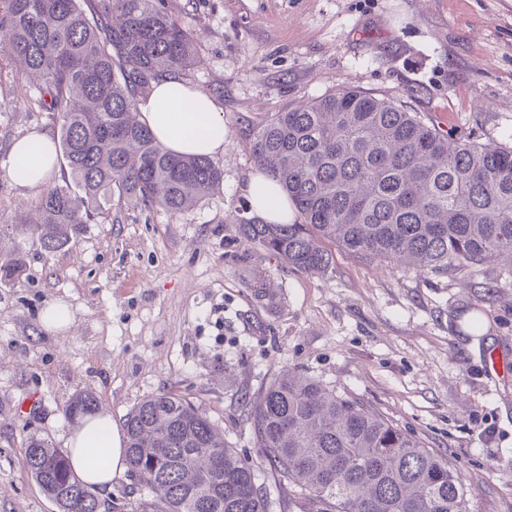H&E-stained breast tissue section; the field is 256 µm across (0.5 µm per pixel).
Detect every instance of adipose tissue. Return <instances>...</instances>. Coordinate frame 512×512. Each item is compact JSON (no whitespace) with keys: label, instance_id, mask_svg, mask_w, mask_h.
<instances>
[{"label":"adipose tissue","instance_id":"ef3b65f1","mask_svg":"<svg viewBox=\"0 0 512 512\" xmlns=\"http://www.w3.org/2000/svg\"><path fill=\"white\" fill-rule=\"evenodd\" d=\"M140 120L157 142L177 155L216 157L224 152L228 133L224 115L207 93L177 77L154 83L147 99L139 102ZM58 155L53 140L43 134L17 139L9 151L8 176L13 185L37 187L54 172ZM251 210L272 224L291 222L292 204L275 179L262 173L246 185ZM71 465L93 490L112 488L113 479L129 467L125 440L101 409L78 421L68 437Z\"/></svg>","mask_w":512,"mask_h":512}]
</instances>
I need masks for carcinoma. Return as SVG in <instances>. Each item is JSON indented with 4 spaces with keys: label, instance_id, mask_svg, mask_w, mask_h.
<instances>
[{
    "label": "carcinoma",
    "instance_id": "obj_1",
    "mask_svg": "<svg viewBox=\"0 0 512 512\" xmlns=\"http://www.w3.org/2000/svg\"><path fill=\"white\" fill-rule=\"evenodd\" d=\"M0 0V59L36 79V105L57 126L62 180L37 201L39 222L16 224L54 253L109 215L112 194L176 214L211 196L223 172L207 157L173 155L139 120L153 84L196 63V40L164 0ZM259 169L276 179L300 222L239 212L238 235L308 272L332 255L396 260L419 271L479 268L512 256V147L444 133L387 98L343 87L278 112L252 130ZM23 269L20 254L0 280ZM97 409L72 395L73 420ZM260 450L251 462L224 444L191 401L152 395L124 419L131 477L143 496L101 500L68 451L29 436L23 462L58 512H467L470 493L448 459L322 382L288 370L246 403Z\"/></svg>",
    "mask_w": 512,
    "mask_h": 512
}]
</instances>
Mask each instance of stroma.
Returning a JSON list of instances; mask_svg holds the SVG:
<instances>
[{"mask_svg": "<svg viewBox=\"0 0 512 512\" xmlns=\"http://www.w3.org/2000/svg\"><path fill=\"white\" fill-rule=\"evenodd\" d=\"M197 37L186 81L216 98L228 134L219 190L171 214L113 196L108 218L58 252L16 229L40 188L3 166L11 144L55 135L33 88L0 69V512H57L23 466L37 435L65 447L75 393L115 425L142 399L189 398L225 443L255 460L245 404L288 368L357 398L458 468L468 512H512V263L418 273L334 250L323 273L288 267L238 236L256 167L249 134L278 112L352 87L402 104L435 127L512 147V0H166ZM270 291L265 301L255 281ZM63 300L73 329L41 310ZM483 320L471 332L464 315ZM39 321L46 331L58 333L70 330L75 324V317L66 301L55 300L42 309ZM97 409L96 399L88 393L78 392L72 395L65 405V413L73 420L79 415H88Z\"/></svg>", "mask_w": 512, "mask_h": 512, "instance_id": "35a3bbf8", "label": "stroma"}]
</instances>
